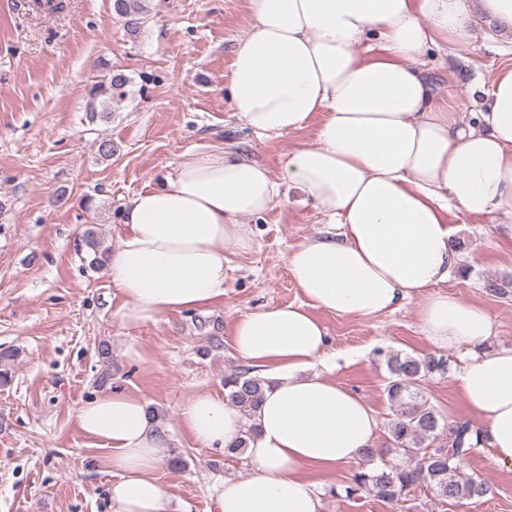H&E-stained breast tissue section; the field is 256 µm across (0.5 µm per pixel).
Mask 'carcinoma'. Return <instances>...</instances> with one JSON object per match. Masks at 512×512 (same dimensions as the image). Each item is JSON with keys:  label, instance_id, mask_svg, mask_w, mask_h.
I'll return each mask as SVG.
<instances>
[{"label": "carcinoma", "instance_id": "obj_1", "mask_svg": "<svg viewBox=\"0 0 512 512\" xmlns=\"http://www.w3.org/2000/svg\"><path fill=\"white\" fill-rule=\"evenodd\" d=\"M112 12L125 20L127 33L136 35L138 21L148 12L146 0H112ZM131 79L116 70L88 91V119L109 122L129 96ZM88 269L101 268L108 249L89 229L85 233ZM487 294L504 298L512 294V277L489 279ZM387 368L386 394L394 407L387 423V448H368L364 457L369 462L384 453L394 452L405 462L394 466H373L354 474L351 482L334 495L351 498L361 490H371L389 503L406 502L419 493L434 500L460 503L480 499L489 489L487 482L462 469L463 461L487 444L482 430L467 420L447 422L425 396L422 384L435 375L449 371L450 361L443 355L399 353L376 350ZM265 380L250 375L245 369L224 378L225 400L236 406L247 424L239 439L224 449L225 455H242L249 447L255 428L248 423L262 401Z\"/></svg>", "mask_w": 512, "mask_h": 512}]
</instances>
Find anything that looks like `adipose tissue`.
Instances as JSON below:
<instances>
[{
	"label": "adipose tissue",
	"mask_w": 512,
	"mask_h": 512,
	"mask_svg": "<svg viewBox=\"0 0 512 512\" xmlns=\"http://www.w3.org/2000/svg\"><path fill=\"white\" fill-rule=\"evenodd\" d=\"M471 0H248L229 95L239 120L261 136L305 129L282 180L223 150L180 160L174 175L128 202L105 270L121 324L138 328L224 297L229 256L251 247L246 218L298 187L340 235L298 245L287 265L299 304L242 314L231 345L268 382L252 422L248 474L225 479L211 512H322L308 468L358 464L379 430L372 408L326 379L320 309L370 317L416 304L429 340L469 347L455 374L493 458L512 463V348L483 350L495 334L480 305L437 291L459 261L448 214L482 216L512 206V69L493 80L474 125L450 122L415 64L437 41L467 43ZM78 427L109 448L118 479L110 512H172L156 476L169 437L139 397L102 393L76 411ZM244 419L223 396L201 392L181 424L204 448L240 436Z\"/></svg>",
	"instance_id": "obj_1"
}]
</instances>
